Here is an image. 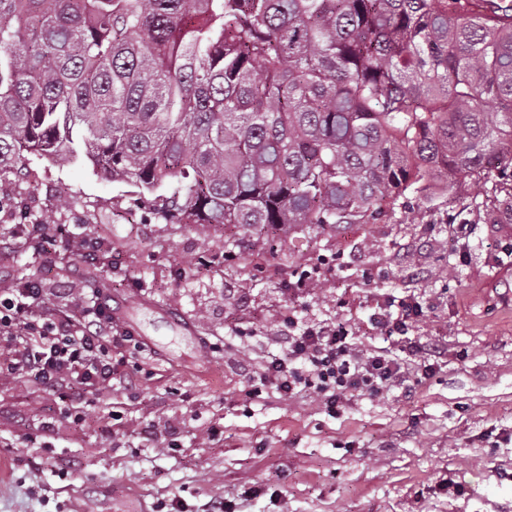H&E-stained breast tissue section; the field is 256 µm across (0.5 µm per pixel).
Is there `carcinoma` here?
I'll list each match as a JSON object with an SVG mask.
<instances>
[{
    "mask_svg": "<svg viewBox=\"0 0 512 512\" xmlns=\"http://www.w3.org/2000/svg\"><path fill=\"white\" fill-rule=\"evenodd\" d=\"M31 157L185 224H512V0H0V176Z\"/></svg>",
    "mask_w": 512,
    "mask_h": 512,
    "instance_id": "carcinoma-1",
    "label": "carcinoma"
}]
</instances>
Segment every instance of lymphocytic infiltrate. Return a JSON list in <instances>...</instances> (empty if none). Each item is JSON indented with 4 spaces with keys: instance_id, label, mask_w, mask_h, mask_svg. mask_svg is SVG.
<instances>
[{
    "instance_id": "f902f5d3",
    "label": "lymphocytic infiltrate",
    "mask_w": 512,
    "mask_h": 512,
    "mask_svg": "<svg viewBox=\"0 0 512 512\" xmlns=\"http://www.w3.org/2000/svg\"><path fill=\"white\" fill-rule=\"evenodd\" d=\"M422 313L417 299L378 296L369 321L384 344L372 348L361 347L351 324L302 326L294 315L281 316L282 348L251 380L288 399L313 398L324 413L337 416L357 400L407 388L419 357L428 359L423 373L433 372L434 359L444 352L441 344L390 347ZM127 342L113 334L112 316L96 300L52 306L36 281L0 291V378L18 376L67 400L81 399L111 382L133 381V373L120 372L114 355Z\"/></svg>"
}]
</instances>
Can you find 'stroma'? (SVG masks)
<instances>
[{"mask_svg": "<svg viewBox=\"0 0 512 512\" xmlns=\"http://www.w3.org/2000/svg\"><path fill=\"white\" fill-rule=\"evenodd\" d=\"M463 250L446 213L413 201L376 224L291 226L271 235L175 224L155 195L87 166L34 160L0 179V235L55 229L51 254L17 239L0 289L38 280L61 306L107 281L118 330L143 344L134 386L60 413L56 393L0 378V512H512V224L478 213ZM112 246L91 268L70 247ZM333 257L312 295L294 274ZM411 296L412 341L445 349L433 375L337 417L310 399L252 393L241 358L280 352L276 314L350 320L361 341L376 294ZM189 325L179 332L175 321Z\"/></svg>", "mask_w": 512, "mask_h": 512, "instance_id": "stroma-1", "label": "stroma"}]
</instances>
